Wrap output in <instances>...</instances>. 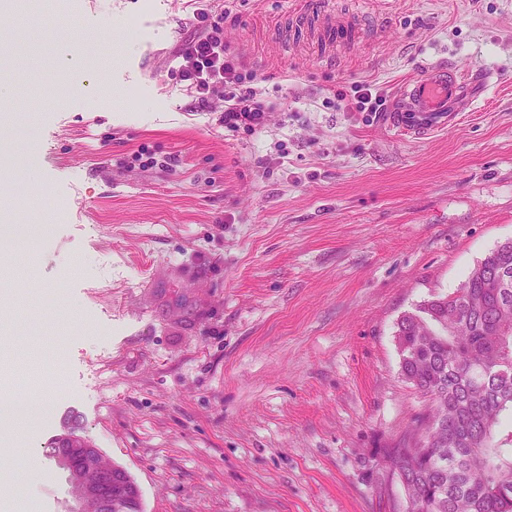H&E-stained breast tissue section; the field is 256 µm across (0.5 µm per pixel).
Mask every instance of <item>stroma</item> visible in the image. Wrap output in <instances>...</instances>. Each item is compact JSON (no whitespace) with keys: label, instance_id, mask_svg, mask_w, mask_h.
<instances>
[{"label":"stroma","instance_id":"1","mask_svg":"<svg viewBox=\"0 0 512 512\" xmlns=\"http://www.w3.org/2000/svg\"><path fill=\"white\" fill-rule=\"evenodd\" d=\"M226 5L251 132L167 72L191 0L0 23V225L39 231L0 266V395L53 406L0 432V512H68L72 416L143 512H398L374 456L429 401L397 322L512 240V0ZM439 57L505 78L421 139L357 108Z\"/></svg>","mask_w":512,"mask_h":512}]
</instances>
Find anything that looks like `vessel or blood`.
<instances>
[{"label": "vessel or blood", "mask_w": 512, "mask_h": 512, "mask_svg": "<svg viewBox=\"0 0 512 512\" xmlns=\"http://www.w3.org/2000/svg\"><path fill=\"white\" fill-rule=\"evenodd\" d=\"M499 78L498 72L479 64L463 67L446 58L437 59L402 85L390 107V123L416 135L452 124L458 113L475 106L477 89L488 88Z\"/></svg>", "instance_id": "1"}]
</instances>
